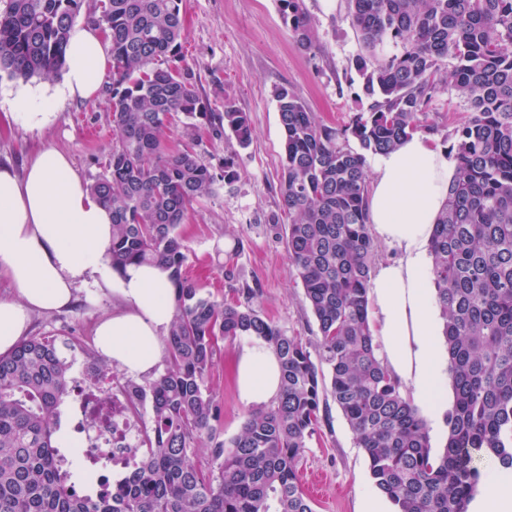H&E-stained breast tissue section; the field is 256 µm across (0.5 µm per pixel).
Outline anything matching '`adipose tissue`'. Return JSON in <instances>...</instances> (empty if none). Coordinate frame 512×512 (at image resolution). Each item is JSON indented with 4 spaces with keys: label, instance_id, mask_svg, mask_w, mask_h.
Here are the masks:
<instances>
[{
    "label": "adipose tissue",
    "instance_id": "adipose-tissue-1",
    "mask_svg": "<svg viewBox=\"0 0 512 512\" xmlns=\"http://www.w3.org/2000/svg\"><path fill=\"white\" fill-rule=\"evenodd\" d=\"M66 72L56 94L24 93L11 120L31 131L55 123L70 102L97 98L111 66V41L92 24L70 31ZM368 197L376 237L400 256L377 264L372 276L377 330L384 365L410 382L430 409L442 352L434 342L437 309L429 294L424 247L433 233L456 174V161L425 134L380 154ZM112 219L62 151L35 153L24 172L0 164V276L14 296L0 298V355L25 336L34 311L71 307L78 298L97 304L119 299L122 309L103 316L95 329L97 349L130 375L153 371L173 317V287L153 265L112 269L107 249ZM241 401L263 406L280 392L281 368L265 346L243 348L236 361Z\"/></svg>",
    "mask_w": 512,
    "mask_h": 512
}]
</instances>
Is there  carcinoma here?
I'll list each match as a JSON object with an SVG mask.
<instances>
[{
    "instance_id": "carcinoma-1",
    "label": "carcinoma",
    "mask_w": 512,
    "mask_h": 512,
    "mask_svg": "<svg viewBox=\"0 0 512 512\" xmlns=\"http://www.w3.org/2000/svg\"><path fill=\"white\" fill-rule=\"evenodd\" d=\"M82 2L6 0L0 72L26 80L57 73ZM279 2L295 41L317 49L301 0ZM348 2L366 50L355 69L372 98L367 111L334 130L288 88L274 92L288 259L318 326L310 343L258 311L253 289H238L231 305L184 276L180 226L217 180L198 151L203 135L229 131L246 147L250 118L230 102L218 114L203 111L189 71L168 64L184 34L182 0H107L99 25L111 39L117 142L90 191L112 212V269L156 264L169 273L166 370L147 385L126 379L132 404L151 406L146 452L118 490L98 496L60 464L73 447L60 431L74 400L71 364L36 337L0 355V512H315L297 462L321 430L328 397L395 512H468L483 477L476 459L512 469V0ZM449 60L448 82L469 115L448 134L458 173L428 243L453 391L446 443L435 452L376 354L366 157L437 132L427 116ZM177 119L183 145L172 151ZM341 137L358 149L339 145ZM252 337L278 355L281 392L224 439L209 377L221 342ZM200 445L211 449L207 471L193 460Z\"/></svg>"
}]
</instances>
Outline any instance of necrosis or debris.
<instances>
[{
	"mask_svg": "<svg viewBox=\"0 0 512 512\" xmlns=\"http://www.w3.org/2000/svg\"><path fill=\"white\" fill-rule=\"evenodd\" d=\"M72 384L79 446L67 455L68 464L107 477L135 468L144 454L140 445L144 421L129 409L122 384L90 358L77 364Z\"/></svg>",
	"mask_w": 512,
	"mask_h": 512,
	"instance_id": "necrosis-or-debris-1",
	"label": "necrosis or debris"
}]
</instances>
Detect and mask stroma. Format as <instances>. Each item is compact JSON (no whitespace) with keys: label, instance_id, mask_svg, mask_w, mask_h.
Listing matches in <instances>:
<instances>
[{"label":"stroma","instance_id":"obj_1","mask_svg":"<svg viewBox=\"0 0 512 512\" xmlns=\"http://www.w3.org/2000/svg\"><path fill=\"white\" fill-rule=\"evenodd\" d=\"M302 7L314 20L318 50L298 47L278 0H182L180 54L205 111H223L229 102L247 112L252 125L248 147L230 134L203 140L199 147L215 170L230 168L235 178L217 181L183 224L188 248L183 273L204 293L230 303L237 299L236 289H255L254 304L264 316L311 341L317 323L283 238L289 218L279 192L283 135L273 92L288 87L320 123L336 129L366 111L370 101L353 66L360 43L347 0H302ZM62 82L59 74L27 81L0 76V161L20 168L37 149L53 146L68 153L90 183L103 172L116 138L108 89H101L95 101L67 105L57 122L40 132L5 117L27 89L52 94ZM467 115L446 73H439L429 108V120L437 127L434 142L442 143ZM111 308L107 301L95 308L80 303L68 312L37 313L31 333L89 347L98 318ZM242 347L239 340L222 343L210 377L228 438L241 432L249 411L235 382V358ZM327 409L330 426L302 453L300 481L316 512H360L364 498L376 492L367 457L336 404L328 403Z\"/></svg>","mask_w":512,"mask_h":512}]
</instances>
